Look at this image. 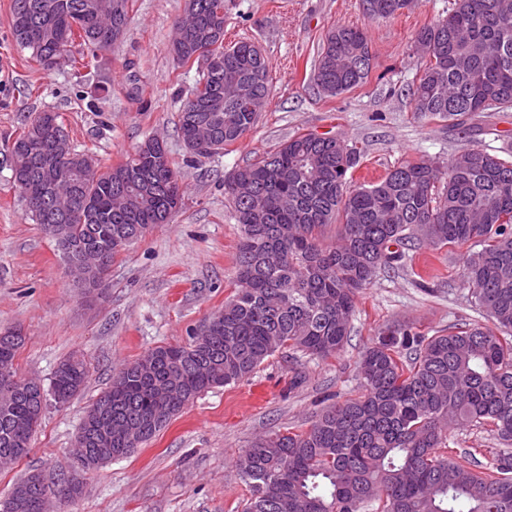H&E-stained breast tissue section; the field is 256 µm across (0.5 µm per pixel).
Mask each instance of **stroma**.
<instances>
[{"label":"stroma","instance_id":"1","mask_svg":"<svg viewBox=\"0 0 512 512\" xmlns=\"http://www.w3.org/2000/svg\"><path fill=\"white\" fill-rule=\"evenodd\" d=\"M452 0H416L396 18L369 20L361 0H224V42L258 44L271 91L252 131L211 157L190 158L178 113L198 69L171 52L184 0H133L125 37L94 67L40 69L11 37V0H0V330L27 337L19 376L49 384L61 360L82 354L91 367L85 392L48 404L28 457L0 469V499L29 473H69L82 418L113 374L149 349L186 344L232 296L240 227L224 181L257 155L300 133L331 134L358 148L353 184L380 180L404 162L446 164L464 145L512 149V111L473 116L466 130L416 119L409 92L427 57L415 42L446 16ZM365 28L372 60L366 82L336 97L311 81L322 39L333 26ZM62 116L72 146L101 167L123 162L149 138L163 142L183 185L169 223L122 250L95 296L84 295L54 241L24 216L6 145L35 114ZM459 252L407 251L398 270L378 276L356 297L350 338L319 359L289 349L250 377L212 389L129 457L83 473L82 495L48 512H242L250 496L235 461L275 433L307 429L325 407L357 397V361L381 329L413 326L431 335L462 322L487 324L462 286ZM427 288H420V281ZM449 457L472 465L500 448L492 432L451 430Z\"/></svg>","mask_w":512,"mask_h":512}]
</instances>
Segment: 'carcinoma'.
Returning <instances> with one entry per match:
<instances>
[{
  "label": "carcinoma",
  "mask_w": 512,
  "mask_h": 512,
  "mask_svg": "<svg viewBox=\"0 0 512 512\" xmlns=\"http://www.w3.org/2000/svg\"><path fill=\"white\" fill-rule=\"evenodd\" d=\"M372 20L391 19L413 0H362ZM130 0H12L17 47L46 71L61 38L81 51L71 66L92 65L97 49L121 40ZM224 0H187L173 54L197 64L207 46L217 59L180 109L184 146L210 134L221 146L254 127L271 91L261 49L224 46ZM429 61L412 88L419 119L462 126L481 112L512 108V0H453L448 15L421 29ZM372 55L367 32L334 26L324 35L311 80L327 97L364 83ZM246 86L234 96L230 80ZM68 141L59 115L30 119L8 147L25 215L40 225L78 274L97 288L116 244L129 246L170 221L183 191L164 145L150 139L122 163L102 168ZM359 153L335 136L300 134L246 163L224 181L241 226L236 292L205 330L184 345L158 346L120 368L87 409L76 439L103 449L98 464L127 457L200 394L252 375L282 347L317 358L347 341L356 295L398 268L404 249H466L464 283L493 327L461 324L431 336L388 326L363 352L364 392L316 416L308 430L267 436L236 460L250 487L242 512H512V151L465 145L448 165L406 162L381 180L354 186ZM337 227L328 246L323 231ZM26 340L0 333V366H14ZM90 367L70 356L49 387L29 380L0 397V462L31 450L45 408L81 394ZM168 384L162 400L155 382ZM486 426L506 449L474 468L448 459V428ZM81 495L83 483L63 477Z\"/></svg>",
  "instance_id": "obj_1"
}]
</instances>
